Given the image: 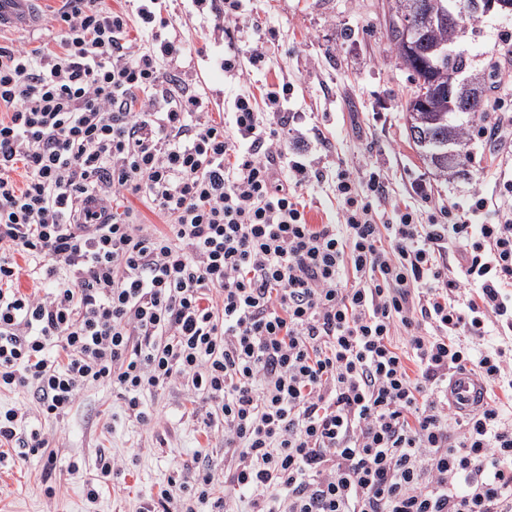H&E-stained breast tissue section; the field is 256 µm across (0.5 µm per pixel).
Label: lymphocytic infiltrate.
<instances>
[{
  "label": "lymphocytic infiltrate",
  "instance_id": "obj_1",
  "mask_svg": "<svg viewBox=\"0 0 512 512\" xmlns=\"http://www.w3.org/2000/svg\"><path fill=\"white\" fill-rule=\"evenodd\" d=\"M65 2L53 45L0 46V391L60 419L109 385L147 426L182 388L236 459L198 453L157 512H512V413L448 402L461 370L512 392V181L493 209L473 191L475 226L379 224L342 172L338 223H310L297 192L324 173L291 115L246 91L215 122L170 69L194 50L161 0L135 40L126 13ZM2 443L57 464L27 407L0 411Z\"/></svg>",
  "mask_w": 512,
  "mask_h": 512
}]
</instances>
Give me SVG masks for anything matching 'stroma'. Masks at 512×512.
Segmentation results:
<instances>
[{
	"label": "stroma",
	"mask_w": 512,
	"mask_h": 512,
	"mask_svg": "<svg viewBox=\"0 0 512 512\" xmlns=\"http://www.w3.org/2000/svg\"><path fill=\"white\" fill-rule=\"evenodd\" d=\"M61 5V0H38L37 26L1 27L0 44L50 42L53 34L44 19ZM242 9L249 29L230 34L211 10L187 0L176 8L167 33L198 49L181 76L216 102L214 120H222L240 91L292 87L287 108L298 115L294 133L309 140L310 160L327 173L325 182L301 193L311 223H326L333 215L335 177L347 169L363 187L370 173L379 174L385 196L372 205L380 224L405 205L424 218L460 205L476 186L486 197L502 195L504 180L512 179V62L494 92L491 120L497 133L474 137L468 178L447 182L408 143L404 115L413 86L382 35L385 0H242ZM506 37L512 38V22L489 19L469 32L463 47L481 61ZM259 40L266 51L263 67L249 68L238 78L224 75L217 61L227 45L245 52ZM152 405L156 420L148 428L128 417L112 388L93 387L63 419L33 416L51 437L57 467L48 472L37 458L6 450L0 455V512H145L174 462L192 461L201 451L223 459V447L209 444L181 388L159 391ZM102 453L122 458L125 470L115 484L101 485L91 503L86 485L96 481V457ZM73 460L82 468L81 478L66 471ZM50 487L55 490L51 496L46 493Z\"/></svg>",
	"instance_id": "35a3bbf8"
}]
</instances>
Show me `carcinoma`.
I'll list each match as a JSON object with an SVG mask.
<instances>
[{
    "mask_svg": "<svg viewBox=\"0 0 512 512\" xmlns=\"http://www.w3.org/2000/svg\"><path fill=\"white\" fill-rule=\"evenodd\" d=\"M456 0H389V16L383 35L394 50L398 66L408 72L416 86L427 90L425 104L418 109L423 117L418 137L409 138L419 158L436 176L448 182L465 175L460 159L467 157L474 123L481 121L493 108L486 94L495 84L501 61L512 58V47L503 43L500 56L491 58L481 69L460 49L462 38L456 27L448 25V11ZM421 17L416 28V52L398 42V26L409 17ZM465 81L461 90L471 86L479 91L476 111L458 112L448 106V69Z\"/></svg>",
    "mask_w": 512,
    "mask_h": 512,
    "instance_id": "carcinoma-1",
    "label": "carcinoma"
}]
</instances>
